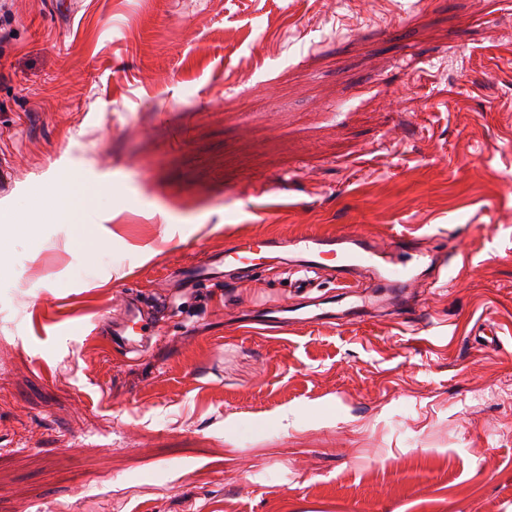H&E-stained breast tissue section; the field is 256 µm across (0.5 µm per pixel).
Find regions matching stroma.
<instances>
[{"label":"stroma","instance_id":"obj_1","mask_svg":"<svg viewBox=\"0 0 512 512\" xmlns=\"http://www.w3.org/2000/svg\"><path fill=\"white\" fill-rule=\"evenodd\" d=\"M0 512H512V0H0ZM73 227L24 212L61 171ZM355 224L434 265L402 314L256 335ZM132 283L163 334L93 332ZM501 344L473 345L479 321ZM49 201L56 215L65 224L78 213L86 210L94 201V196L83 192L76 177L70 171L62 172L49 186ZM272 246V241L264 236H249L241 239V243L236 245L233 249L221 253L216 261L202 264L178 265L168 276L177 278H188L198 283L209 281L213 279H223L224 272L219 267H224L225 264L245 263L247 260L248 267H255L254 258L242 255V253H249L251 255H259L262 253L263 248Z\"/></svg>","mask_w":512,"mask_h":512}]
</instances>
